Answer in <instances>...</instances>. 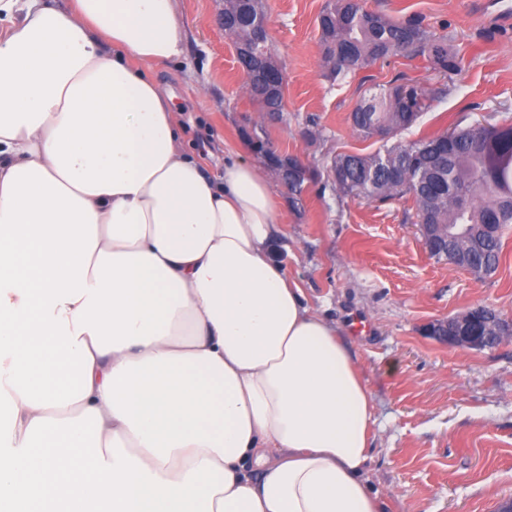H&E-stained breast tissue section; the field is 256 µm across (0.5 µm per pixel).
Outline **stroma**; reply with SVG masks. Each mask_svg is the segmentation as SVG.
Wrapping results in <instances>:
<instances>
[{"label":"stroma","mask_w":512,"mask_h":512,"mask_svg":"<svg viewBox=\"0 0 512 512\" xmlns=\"http://www.w3.org/2000/svg\"><path fill=\"white\" fill-rule=\"evenodd\" d=\"M328 0H264L270 44L286 74L285 112L265 119L243 91L233 44L216 17L219 0H179L184 56L155 78L191 118V151L210 173L224 168V143L268 138L317 174L294 203L282 202L279 257L308 302L337 321L359 356L373 396L377 436L368 476L389 492L388 512H497L512 498V337L494 348L451 347L427 334L438 319L482 305L512 320V224L499 265L478 278L430 257L411 197L367 202L336 192L328 169L341 153L368 155L382 143L353 131L356 104L396 78L444 88L397 141L477 123L512 124V26L484 18V0H363L397 20L416 17L447 40L459 71L394 56L331 80L317 18ZM318 131L317 139L306 130ZM362 319L369 333L352 331Z\"/></svg>","instance_id":"stroma-1"}]
</instances>
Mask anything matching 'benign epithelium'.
<instances>
[{
	"label": "benign epithelium",
	"mask_w": 512,
	"mask_h": 512,
	"mask_svg": "<svg viewBox=\"0 0 512 512\" xmlns=\"http://www.w3.org/2000/svg\"><path fill=\"white\" fill-rule=\"evenodd\" d=\"M257 43L263 45L259 54L247 49L236 50L243 79L253 81L262 90L272 85L275 73L284 72L282 63L274 56L263 32L256 33ZM266 165L280 182L287 185L305 169L301 158L276 152L266 156ZM427 332L436 340L455 347L483 349L492 342L512 335V320L500 317L493 309L477 306L459 316L436 320Z\"/></svg>",
	"instance_id": "obj_1"
}]
</instances>
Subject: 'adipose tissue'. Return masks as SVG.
Returning a JSON list of instances; mask_svg holds the SVG:
<instances>
[{"label": "adipose tissue", "mask_w": 512, "mask_h": 512, "mask_svg": "<svg viewBox=\"0 0 512 512\" xmlns=\"http://www.w3.org/2000/svg\"><path fill=\"white\" fill-rule=\"evenodd\" d=\"M183 54L178 0H0V512H384L362 364L261 169L187 154Z\"/></svg>", "instance_id": "obj_1"}]
</instances>
